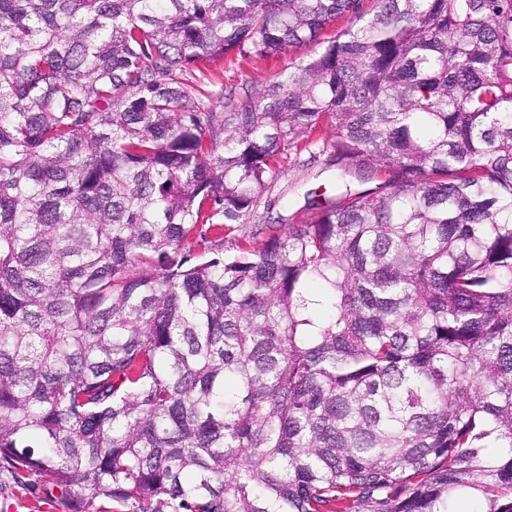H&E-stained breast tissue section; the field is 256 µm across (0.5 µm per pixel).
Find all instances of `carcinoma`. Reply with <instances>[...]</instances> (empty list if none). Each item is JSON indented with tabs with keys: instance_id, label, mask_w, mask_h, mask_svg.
Listing matches in <instances>:
<instances>
[{
	"instance_id": "obj_1",
	"label": "carcinoma",
	"mask_w": 512,
	"mask_h": 512,
	"mask_svg": "<svg viewBox=\"0 0 512 512\" xmlns=\"http://www.w3.org/2000/svg\"><path fill=\"white\" fill-rule=\"evenodd\" d=\"M363 2L0 0V470L77 512H512V0ZM307 45L228 112L185 83ZM327 130L389 179L191 257Z\"/></svg>"
}]
</instances>
